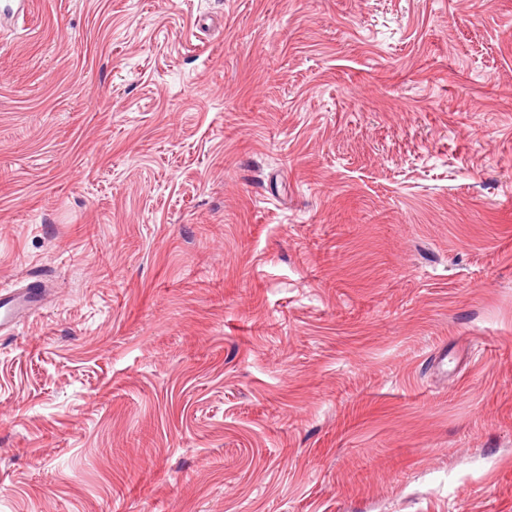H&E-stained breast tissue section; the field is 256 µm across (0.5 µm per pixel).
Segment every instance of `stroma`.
Here are the masks:
<instances>
[{
  "instance_id": "stroma-1",
  "label": "stroma",
  "mask_w": 512,
  "mask_h": 512,
  "mask_svg": "<svg viewBox=\"0 0 512 512\" xmlns=\"http://www.w3.org/2000/svg\"><path fill=\"white\" fill-rule=\"evenodd\" d=\"M0 512H512V0L0 19ZM44 292L41 282H31L26 288L0 293V325L13 324L34 315L40 308Z\"/></svg>"
}]
</instances>
